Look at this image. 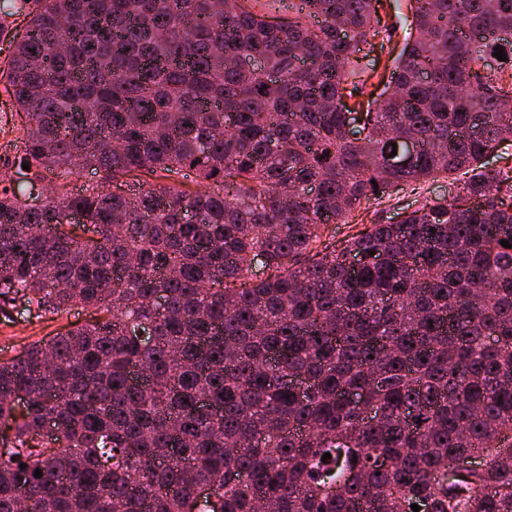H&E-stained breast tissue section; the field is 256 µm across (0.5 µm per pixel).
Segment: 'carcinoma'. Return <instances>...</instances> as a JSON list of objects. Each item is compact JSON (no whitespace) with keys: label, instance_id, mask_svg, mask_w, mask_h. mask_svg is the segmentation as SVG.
<instances>
[{"label":"carcinoma","instance_id":"carcinoma-1","mask_svg":"<svg viewBox=\"0 0 512 512\" xmlns=\"http://www.w3.org/2000/svg\"><path fill=\"white\" fill-rule=\"evenodd\" d=\"M25 2L18 39L0 11L14 164L142 183L33 204L0 180V321L108 314L0 359V512L19 490L26 512H512V167L487 161L512 140V0H409L360 113L380 0L276 23L271 0ZM461 169L330 247L362 203ZM380 2L382 5L379 10L380 13L388 24L396 23V33L393 35L390 42L385 38L383 49L380 48L381 38H379L376 40L374 47L366 45L359 54V57H363L361 59V65L366 67L368 74H371L370 68H372V65L376 64L377 68V74L367 82L365 96L362 97V99H367L371 91H374V96H377L383 89V82L381 85H379V83L383 81L384 78L386 81L389 80L393 60L401 49L403 36L407 35L410 28L411 13L408 0H381ZM394 47H396L395 52L389 59L390 52Z\"/></svg>","mask_w":512,"mask_h":512}]
</instances>
